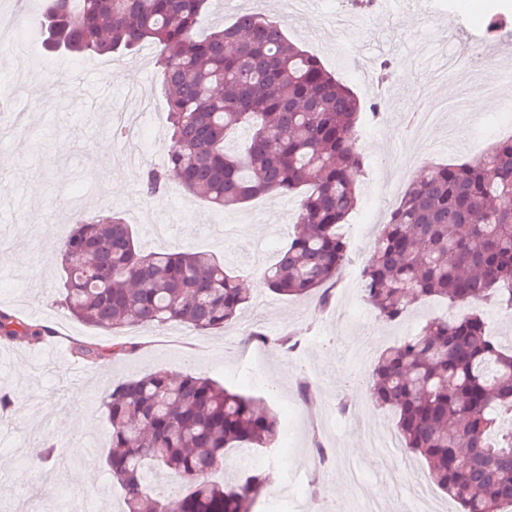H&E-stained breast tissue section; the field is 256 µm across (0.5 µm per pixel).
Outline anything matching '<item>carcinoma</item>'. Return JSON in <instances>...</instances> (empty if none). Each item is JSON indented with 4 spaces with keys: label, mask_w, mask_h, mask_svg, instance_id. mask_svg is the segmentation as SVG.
<instances>
[{
    "label": "carcinoma",
    "mask_w": 512,
    "mask_h": 512,
    "mask_svg": "<svg viewBox=\"0 0 512 512\" xmlns=\"http://www.w3.org/2000/svg\"><path fill=\"white\" fill-rule=\"evenodd\" d=\"M209 9L210 0H45L35 33L66 56L157 48L168 146L143 193L160 195L174 173L219 212L260 195L300 196L294 234L262 283L278 295H315L325 309L348 260L365 106L279 19L245 12L196 36ZM59 256L61 304L89 326L215 333L250 301L245 275L206 252L145 251L115 213L80 216ZM360 285L382 322L430 300L454 311L378 353L371 400L395 412L401 446L462 512H512V424L502 420L512 415V344L490 336L475 307L512 318V136L477 159L424 166L381 225ZM40 333L0 313V339ZM251 335L287 353L298 347L291 334ZM101 410L124 512H254L270 472L230 486L212 479L229 449L276 440V417L252 398L160 369L113 387Z\"/></svg>",
    "instance_id": "obj_1"
}]
</instances>
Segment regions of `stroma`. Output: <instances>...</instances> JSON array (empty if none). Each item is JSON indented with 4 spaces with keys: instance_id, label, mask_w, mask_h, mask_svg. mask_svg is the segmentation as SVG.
Returning <instances> with one entry per match:
<instances>
[{
    "instance_id": "stroma-1",
    "label": "stroma",
    "mask_w": 512,
    "mask_h": 512,
    "mask_svg": "<svg viewBox=\"0 0 512 512\" xmlns=\"http://www.w3.org/2000/svg\"><path fill=\"white\" fill-rule=\"evenodd\" d=\"M266 14L285 23L287 35L300 48L316 54L325 68L347 84L365 103L386 100L383 118L360 140L366 168L359 179L360 199L350 222L357 231L349 239V261L335 289L336 306L358 310L355 322L338 328L329 313L319 311L315 297L279 296L254 288L249 305L235 324L203 334L181 325L148 326L118 332L85 325L61 307L63 271L58 258L61 239L75 222L70 199H84V212L110 210L135 227L148 251H204L233 270L259 280L273 263L277 249L294 227L297 199L261 196L220 213L202 201H188L170 183L155 204L172 224L166 240L147 232L142 212L141 182L146 170L166 158V100L158 84L154 51L144 47L123 55V69L111 80L112 96L85 99L72 80L104 57H65L44 45L20 39L0 56V311L34 319L40 336L20 342L0 341V391L15 397L14 407L0 413V512H53L67 495L96 501L99 512H122L118 488L105 469L110 427L98 407L112 386L158 369L190 372L220 382L226 389L254 398L275 414V444L254 452L259 468L278 467L290 482H271L260 512H314L319 493L336 501V512H357L362 488L401 500L412 479L424 475V460L397 450L391 464L366 448L364 430L354 413L342 416L338 400L363 405L366 383L350 384L348 376L368 374L375 353L411 335L427 315L440 311L435 302L412 309L396 324H385L360 292L359 273L373 239L372 226L383 224L413 174L395 156L411 153L406 138L414 113L422 111L420 89L454 99L456 80L435 82L439 62L464 43L475 46L483 70L501 65L512 53V25L496 37L486 35L492 8L512 12V0H393L387 8L360 10L354 0H314L311 9L291 10L289 0H268ZM347 21V52L327 53L316 33L335 37L332 23ZM394 64L380 93L369 89L371 75L354 70V60ZM26 69H18V61ZM464 136L446 142L444 125L427 131L437 143L427 158L436 163L474 159L479 145L512 134V112L503 108L469 110ZM447 150H440V143ZM120 177L122 193L109 192L111 177ZM259 324L270 338L285 333L308 337L297 358L272 347L247 345L246 331ZM48 342L67 350L86 345L100 352L92 372L73 380L58 361L40 354ZM136 344L135 353L117 359L113 343ZM309 376L315 385L311 406L296 397V381ZM82 408L87 430L69 427L65 414ZM321 435L336 455L328 469L313 462L312 440Z\"/></svg>"
}]
</instances>
